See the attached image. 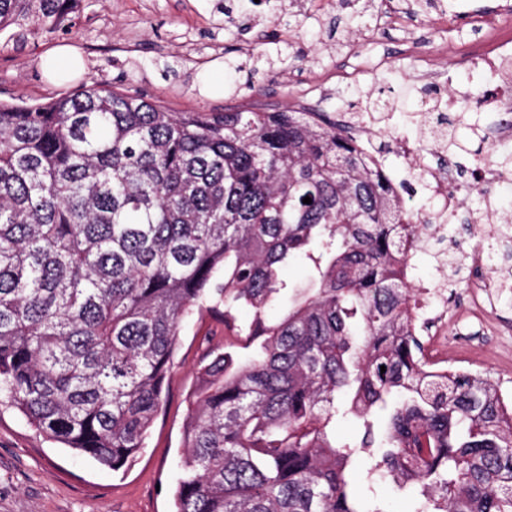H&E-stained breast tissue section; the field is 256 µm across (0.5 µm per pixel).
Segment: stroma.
<instances>
[{
    "mask_svg": "<svg viewBox=\"0 0 512 512\" xmlns=\"http://www.w3.org/2000/svg\"><path fill=\"white\" fill-rule=\"evenodd\" d=\"M401 20L385 19V0H82L68 27L28 34L0 31V102H47L93 85L123 89L172 112L307 111L341 120L378 97L382 112L364 120L382 128L373 148L402 172L391 139L418 138L449 88L472 103L482 87L462 60L483 36L476 16L512 0H396ZM64 47L83 62L68 80L44 62ZM512 212V183L490 196L470 193L439 234L412 258L414 274L467 303L448 310L449 365L472 370L512 391V234L488 224L486 208ZM491 251L490 267L474 264ZM236 336L208 313L182 327L161 410L142 454L109 470L77 457L0 404V512H172L188 394L197 365L212 348L238 350Z\"/></svg>",
    "mask_w": 512,
    "mask_h": 512,
    "instance_id": "35a3bbf8",
    "label": "stroma"
}]
</instances>
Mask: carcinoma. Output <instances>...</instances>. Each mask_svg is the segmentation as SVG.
<instances>
[{
    "label": "carcinoma",
    "mask_w": 512,
    "mask_h": 512,
    "mask_svg": "<svg viewBox=\"0 0 512 512\" xmlns=\"http://www.w3.org/2000/svg\"><path fill=\"white\" fill-rule=\"evenodd\" d=\"M78 3L0 0V30L56 32ZM407 218L310 112H170L100 86L0 103V402L118 471L205 311L258 351L200 364L174 512H398L387 483L405 512H512L500 389L419 363ZM301 257L318 288L273 320Z\"/></svg>",
    "instance_id": "obj_1"
}]
</instances>
